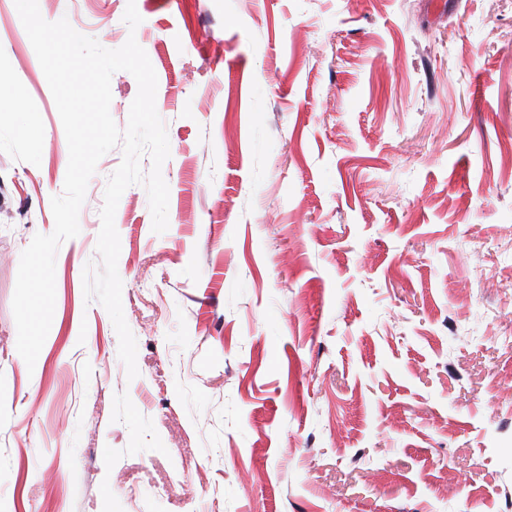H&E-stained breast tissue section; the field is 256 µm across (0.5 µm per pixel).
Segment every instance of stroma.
Wrapping results in <instances>:
<instances>
[{
	"instance_id": "stroma-1",
	"label": "stroma",
	"mask_w": 512,
	"mask_h": 512,
	"mask_svg": "<svg viewBox=\"0 0 512 512\" xmlns=\"http://www.w3.org/2000/svg\"><path fill=\"white\" fill-rule=\"evenodd\" d=\"M38 4L145 50L168 228L124 191L131 379L83 292L105 154L27 368L12 298L69 151L0 0V512H512V0Z\"/></svg>"
}]
</instances>
